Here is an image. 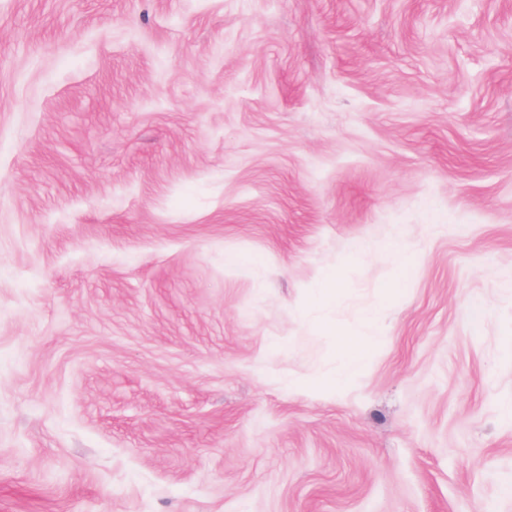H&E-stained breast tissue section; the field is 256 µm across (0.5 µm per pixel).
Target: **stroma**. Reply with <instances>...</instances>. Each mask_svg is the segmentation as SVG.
I'll list each match as a JSON object with an SVG mask.
<instances>
[{
    "mask_svg": "<svg viewBox=\"0 0 512 512\" xmlns=\"http://www.w3.org/2000/svg\"><path fill=\"white\" fill-rule=\"evenodd\" d=\"M0 512H512V0H0ZM367 337L356 333L336 334L339 363L336 371L326 379H318L329 386L341 387L353 381L362 367Z\"/></svg>",
    "mask_w": 512,
    "mask_h": 512,
    "instance_id": "35a3bbf8",
    "label": "stroma"
}]
</instances>
